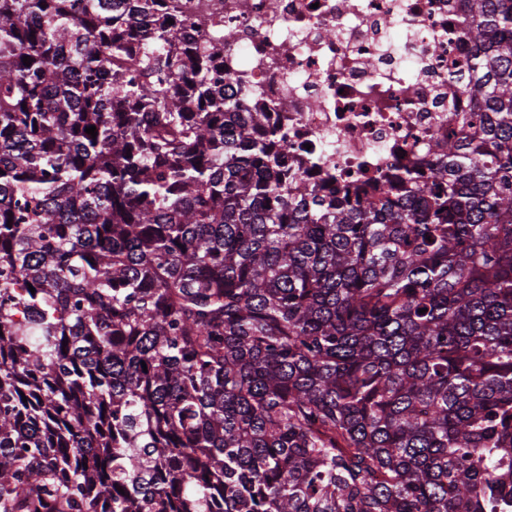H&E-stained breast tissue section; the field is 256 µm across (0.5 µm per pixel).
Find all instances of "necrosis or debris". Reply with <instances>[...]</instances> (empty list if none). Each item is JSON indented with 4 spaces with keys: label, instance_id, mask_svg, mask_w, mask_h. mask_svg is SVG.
Returning <instances> with one entry per match:
<instances>
[{
    "label": "necrosis or debris",
    "instance_id": "obj_1",
    "mask_svg": "<svg viewBox=\"0 0 512 512\" xmlns=\"http://www.w3.org/2000/svg\"><path fill=\"white\" fill-rule=\"evenodd\" d=\"M201 35L220 19L227 94L273 109L297 177L337 190L386 187L402 167L427 169L434 138L467 102L455 77L470 64L460 0H183Z\"/></svg>",
    "mask_w": 512,
    "mask_h": 512
}]
</instances>
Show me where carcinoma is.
<instances>
[{
	"instance_id": "cac0c4a2",
	"label": "carcinoma",
	"mask_w": 512,
	"mask_h": 512,
	"mask_svg": "<svg viewBox=\"0 0 512 512\" xmlns=\"http://www.w3.org/2000/svg\"><path fill=\"white\" fill-rule=\"evenodd\" d=\"M460 7L469 107L372 197L177 0H0V512L512 507V0Z\"/></svg>"
}]
</instances>
